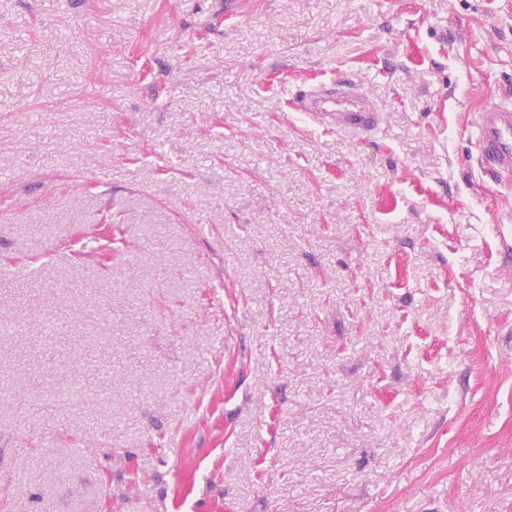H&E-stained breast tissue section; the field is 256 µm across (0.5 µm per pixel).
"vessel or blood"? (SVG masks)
Returning a JSON list of instances; mask_svg holds the SVG:
<instances>
[{
    "label": "vessel or blood",
    "mask_w": 512,
    "mask_h": 512,
    "mask_svg": "<svg viewBox=\"0 0 512 512\" xmlns=\"http://www.w3.org/2000/svg\"><path fill=\"white\" fill-rule=\"evenodd\" d=\"M295 107L324 129L364 141L381 131L386 114L361 86L342 79L311 90L298 91ZM477 164L485 176L512 177V102L483 106L473 132Z\"/></svg>",
    "instance_id": "obj_1"
}]
</instances>
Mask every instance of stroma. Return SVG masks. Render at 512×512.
<instances>
[{"instance_id":"stroma-1","label":"stroma","mask_w":512,"mask_h":512,"mask_svg":"<svg viewBox=\"0 0 512 512\" xmlns=\"http://www.w3.org/2000/svg\"><path fill=\"white\" fill-rule=\"evenodd\" d=\"M507 94L512 0H0V512H512ZM295 107L322 128L362 142L381 131L386 113L351 79L331 82L311 90H299ZM477 164L492 180L512 177V103L508 100L483 106L472 136Z\"/></svg>"}]
</instances>
